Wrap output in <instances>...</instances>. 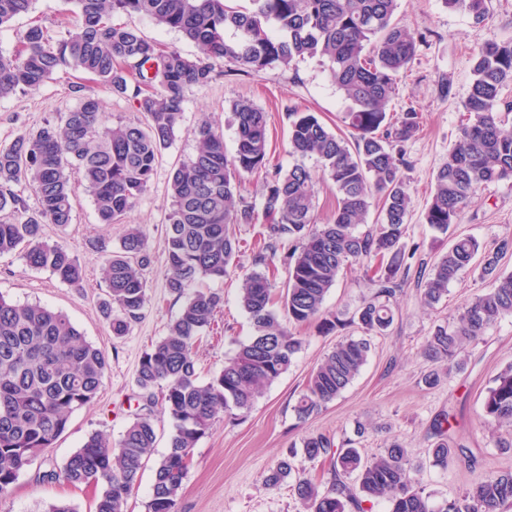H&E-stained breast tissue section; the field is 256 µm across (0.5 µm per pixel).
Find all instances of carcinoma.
<instances>
[{
    "label": "carcinoma",
    "mask_w": 512,
    "mask_h": 512,
    "mask_svg": "<svg viewBox=\"0 0 512 512\" xmlns=\"http://www.w3.org/2000/svg\"><path fill=\"white\" fill-rule=\"evenodd\" d=\"M35 0H0V27L29 13ZM78 8L75 27L55 40L39 25L22 35L16 54L0 55V98L34 92L60 69L93 76L113 94L133 102L140 118L107 122L92 96L54 122L25 132L0 147V256L22 250L26 264L47 269L61 282L81 287L85 268L76 251L46 239L44 226L72 221V175L93 198L103 224H116L146 193L161 150L183 118L185 90L207 86L230 72L258 75L288 68L299 59L328 63L331 82L349 101L345 122L356 131L354 143L330 131L312 112H293L290 152L316 157L322 178L336 187L333 221L315 224L314 174L296 164L265 175L261 210L240 192V178L268 164L266 114L239 99L235 116L236 149L228 155L224 137L204 120L192 135L195 155L173 169L171 208L166 216L164 250L172 275L166 288L182 301L177 315L140 358L136 385L147 397L161 387V406L172 424L167 452L154 467L147 512H177L192 450L220 418L244 415L302 349L303 338L286 328L272 309L266 268L277 244L288 241L289 276L283 308L288 321L316 323L329 334L354 327L323 356L300 392L294 411L304 421L336 398L360 373L371 339L394 321V306L416 250L402 245L411 197L395 148L420 127L419 113L407 104L387 117L386 106L416 54L419 35L394 21L397 0H71ZM481 22L486 0H445ZM149 17L192 42L200 56L165 50L118 15ZM512 83V39L490 38L475 52L473 83L464 103L465 123L448 158L437 169L425 221L446 229L483 186L512 180V128L497 107ZM23 184L36 207L15 190ZM381 200L380 219L366 231L371 199ZM263 220L267 243L253 256L256 269L242 276L239 299L252 325L248 338L207 382L198 380L196 350L222 305L220 293L189 291L204 280H222L240 249L232 225ZM480 243L460 236L435 262L423 295L432 306L448 295V285L470 268ZM512 251V238L498 241L481 260L491 283L459 312L451 325H439L424 345L434 364L459 368L460 353L485 330L512 317V273L498 265ZM151 264L146 236L128 226L117 249L101 266L108 301L103 313L114 336L125 335L141 318L148 299L146 269ZM368 272L370 296L353 310H326L325 297L341 271ZM108 368L104 351L86 341L62 313L37 304H16L0 296V494L65 432L71 415L88 405ZM448 419L432 425V463L445 468L473 462L467 448L448 442ZM481 424L495 446L512 449V365L501 371L483 400ZM156 443L154 421L139 414L116 442L94 432L58 468L43 472L44 482L99 488L94 512H126L128 498ZM328 463L325 482L299 476L293 485L303 512H364V503L385 498L390 512H500L512 505V471L491 474L441 506L418 487L409 449L392 442L372 460L350 440L334 449L329 438L309 435L302 449L290 448L266 478L277 486L292 472L298 453Z\"/></svg>",
    "instance_id": "1"
}]
</instances>
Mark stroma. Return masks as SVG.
<instances>
[{
    "label": "stroma",
    "mask_w": 512,
    "mask_h": 512,
    "mask_svg": "<svg viewBox=\"0 0 512 512\" xmlns=\"http://www.w3.org/2000/svg\"><path fill=\"white\" fill-rule=\"evenodd\" d=\"M395 19L411 30L425 33L400 91L388 104V112H398L405 104L419 111L420 129L406 145L409 162L404 175L412 203L406 218V248H417L398 299V312L385 335L374 337L372 349L360 374L333 402L306 421H299L293 406L304 389L310 372L336 343V335H320L314 326L293 325L305 344L291 367L258 398L243 418L221 416L208 435L193 450V464L184 482L177 512H302L290 484L265 488L264 477L288 448L300 446L308 434L322 433L333 443L354 440L363 457L372 458L392 441L410 448L420 461V486L441 504L457 497L482 476L492 471L512 469V454L495 448L488 430L477 418L483 399L494 378L512 365V317L490 327L484 336L466 347L462 369L442 376L435 387L422 378L431 364L423 353L428 336L437 325L453 322L472 298L488 288L479 266L461 272L448 286L447 297L426 307L422 302L424 282L420 266H432L447 252L453 239L469 235L482 249L512 237V181H501L481 188L464 209L458 222L440 231L425 222V210L438 167L455 145L463 105L473 81L474 54L490 37L512 38V0H487L483 23H474L465 11L446 7L443 0H398ZM76 22L70 0H35L32 10L0 30V54L13 55L19 35L29 26L46 28L53 38L62 37ZM448 79L450 91L441 94L439 82ZM98 99L102 112L112 120H132L137 113L126 99L94 82L89 76L60 70L36 92H16L0 99V147L18 135L57 120L73 109L79 94ZM248 98L267 114L270 166L289 169L301 160L290 152L288 128L290 109L320 115L328 128H335L348 104L331 83L324 65L316 58L298 61L290 69L274 68L257 75L234 73L218 78L205 87L185 92L181 129L162 150L149 190L127 214L124 223H100L93 199L84 188H77L71 224L59 228L49 224V241L74 248L86 268L82 287L61 283L49 270L33 269L20 254L0 257V295L15 303H37L66 314L85 338L103 349L109 367L96 401L76 411L67 430L53 448L37 458L20 475L9 492L0 497V512H45L50 503L66 501L77 512H92L98 494L95 487L73 488L40 481V474L57 465L79 448L92 432L119 440L127 425L140 412L143 402L135 376L142 354L167 333L169 321L180 305L169 294L170 275L163 253L165 217L171 197L168 178L180 163L196 150L193 129L210 120L224 136L227 151L236 147L231 104ZM318 170L316 158L302 160ZM137 224L147 237L152 262L147 270L148 302L140 320L132 323L126 336L113 337L102 312L106 287L99 267L108 250L116 249L127 225ZM263 230L262 224H240L236 233L242 243L228 275L220 281L203 280L199 286L219 292L224 305L197 350L196 370L200 381L219 373L226 358L234 354L251 327L238 299V278L252 271V243ZM369 294L364 272L344 271L325 298L330 310L356 308ZM447 418L449 434L474 457L473 466L458 463L448 468L433 465L428 455V433L434 420ZM365 435H358V428Z\"/></svg>",
    "instance_id": "35a3bbf8"
}]
</instances>
